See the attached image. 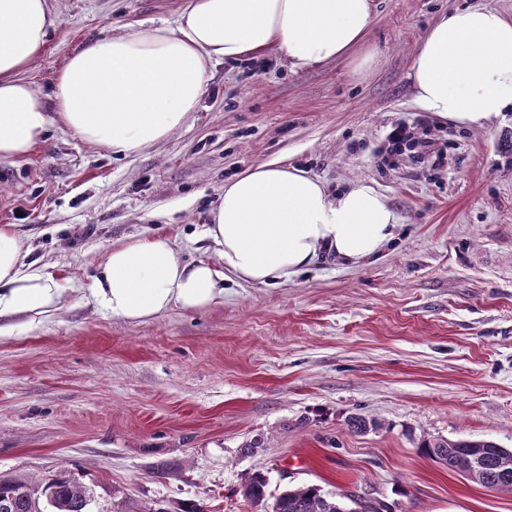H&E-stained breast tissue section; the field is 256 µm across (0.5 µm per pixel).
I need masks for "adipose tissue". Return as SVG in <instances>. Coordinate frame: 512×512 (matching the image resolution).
<instances>
[{"label": "adipose tissue", "mask_w": 512, "mask_h": 512, "mask_svg": "<svg viewBox=\"0 0 512 512\" xmlns=\"http://www.w3.org/2000/svg\"><path fill=\"white\" fill-rule=\"evenodd\" d=\"M373 0H185L171 25L130 27L89 41L57 72L53 107L22 74L57 26L49 0H0V160L27 157L60 124L81 140L131 156L166 139L198 111L212 64L267 51L299 72L364 43ZM423 111L484 126L512 109V17L487 6L442 16L412 59ZM396 217L374 187L337 194L304 170L259 163L224 185L204 231L224 261L183 262L164 237L112 248L90 294L113 317L142 321L178 306L200 310L224 295V275L275 286L332 253L356 263L393 239ZM26 243L0 226V317L44 314L64 288L30 269Z\"/></svg>", "instance_id": "1"}]
</instances>
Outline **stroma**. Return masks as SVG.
Instances as JSON below:
<instances>
[{"label":"stroma","instance_id":"obj_1","mask_svg":"<svg viewBox=\"0 0 512 512\" xmlns=\"http://www.w3.org/2000/svg\"><path fill=\"white\" fill-rule=\"evenodd\" d=\"M184 0H50L59 25L23 78L49 96L67 58L126 26L172 23ZM512 0H376L375 65L345 58L292 72L275 52L210 68L198 111L126 157L52 125L0 161V225L34 268L65 285L57 307L1 321L0 476L64 471L89 512L195 499L259 512L241 495L260 471L275 496L303 484L392 512H512V493L451 472L422 438L512 448V112L452 124L414 102L411 61L444 14ZM424 121L443 165L392 155L393 123ZM279 159L325 183L383 194L398 226L382 254L333 256L278 286L227 276L207 309L143 324L113 318L89 287L107 252L163 236L183 261L220 265L202 232L224 184ZM361 415L379 427L354 432ZM261 440L262 450L244 447ZM176 465L167 475L160 464Z\"/></svg>","mask_w":512,"mask_h":512}]
</instances>
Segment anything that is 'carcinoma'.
I'll return each mask as SVG.
<instances>
[{"mask_svg":"<svg viewBox=\"0 0 512 512\" xmlns=\"http://www.w3.org/2000/svg\"><path fill=\"white\" fill-rule=\"evenodd\" d=\"M419 448L450 471L461 472L487 488L512 493V448L492 441L444 438L424 439ZM266 488V476L255 472L242 486L241 495L259 504L265 501ZM89 501L86 488L65 472L52 481L0 479V512H88ZM273 508L275 512H355L315 485L284 490L275 498Z\"/></svg>","mask_w":512,"mask_h":512,"instance_id":"carcinoma-1","label":"carcinoma"}]
</instances>
